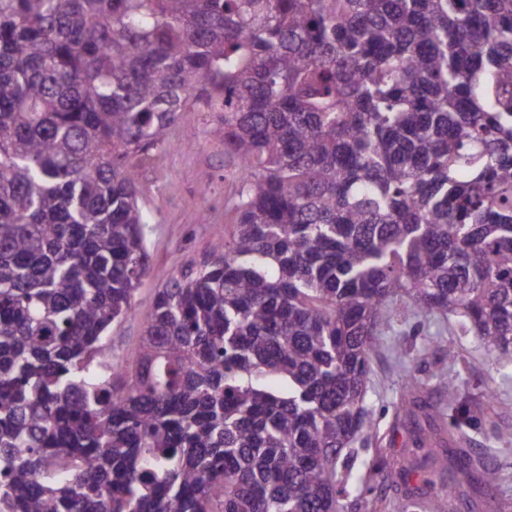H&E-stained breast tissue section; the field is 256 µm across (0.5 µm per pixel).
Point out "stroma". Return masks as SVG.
<instances>
[{"mask_svg":"<svg viewBox=\"0 0 512 512\" xmlns=\"http://www.w3.org/2000/svg\"><path fill=\"white\" fill-rule=\"evenodd\" d=\"M207 112L182 113L171 132L178 148L156 152L138 170L140 203L151 217L147 228L149 269L136 294V316L112 334L116 355L132 357L140 348L155 295L189 262L208 252L217 236H229L235 183L224 156V143L211 134ZM458 354L461 392L456 404L438 386L436 375ZM425 385V415L405 418L400 392L406 374ZM364 407L372 429L355 443L354 471L378 460L365 481L350 482L346 512H512V367L496 363L475 336H463L453 323L409 312L396 304L390 330L377 336ZM454 429L462 435L478 467H494L498 480L481 486L457 469L424 461L420 437ZM461 483L462 496L449 499L448 486Z\"/></svg>","mask_w":512,"mask_h":512,"instance_id":"obj_1","label":"stroma"}]
</instances>
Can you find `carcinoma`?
Returning a JSON list of instances; mask_svg holds the SVG:
<instances>
[{"label": "carcinoma", "instance_id": "cac0c4a2", "mask_svg": "<svg viewBox=\"0 0 512 512\" xmlns=\"http://www.w3.org/2000/svg\"><path fill=\"white\" fill-rule=\"evenodd\" d=\"M196 106L232 232L116 358ZM399 302L512 365V0H0V512H344Z\"/></svg>", "mask_w": 512, "mask_h": 512}]
</instances>
